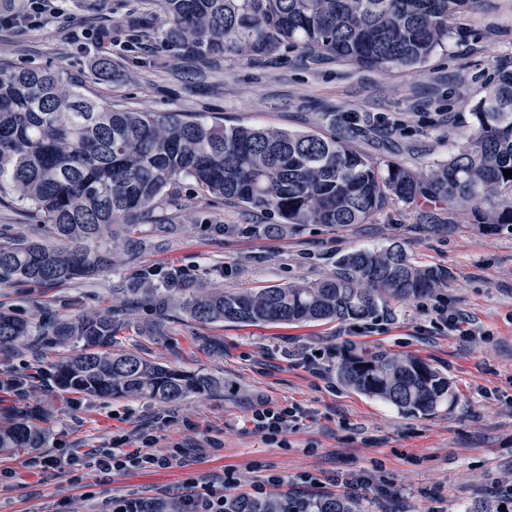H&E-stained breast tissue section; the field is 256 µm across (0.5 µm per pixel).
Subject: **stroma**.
Listing matches in <instances>:
<instances>
[{
    "label": "stroma",
    "instance_id": "obj_1",
    "mask_svg": "<svg viewBox=\"0 0 512 512\" xmlns=\"http://www.w3.org/2000/svg\"><path fill=\"white\" fill-rule=\"evenodd\" d=\"M64 16L48 26L0 25V67L62 66L84 93L116 108L187 112L228 126L308 130L320 113L388 117L356 137L354 147L384 164L424 174L464 142L465 122L497 69H512V0H476L454 23L451 39L415 74L379 72L295 55L262 63L223 58L203 66L175 58L160 30L131 40L141 0H64ZM108 30V49L122 77L103 83L91 74L94 35ZM461 125L449 127V115ZM162 217L179 224L167 246L146 236L137 258L93 281L61 288H0V311L35 322L116 309L113 351H129L183 371L210 375L223 390L174 403L135 397L99 399L61 390L59 353L25 345L0 352V379L23 378V393L0 391V425L21 416L42 427L49 448L87 451L115 432L156 435V450L179 447L188 468L132 471L102 477L85 472L94 499L70 473L26 467L29 448L0 450V512H99L103 501L136 491L146 499L180 493L186 470L222 486L232 472L240 491L262 475L283 478L274 496L297 490L302 478L318 491L352 502L357 512H512V227L484 231L459 217L455 230L431 231L415 208L395 202L374 223L279 225L204 194L193 180L178 183ZM399 244L416 264L443 269L447 281L430 295L387 300L371 317L275 325L201 323L175 306L159 309L126 300L112 287L135 270L180 269L227 291L310 282L331 275L353 248ZM443 305L456 331L436 318ZM376 352L426 360L452 383L454 399L431 416H404L390 404L342 383L350 353ZM322 354L320 371L308 360ZM297 406L295 427L272 441L254 431L257 400ZM170 415L165 428L157 414Z\"/></svg>",
    "mask_w": 512,
    "mask_h": 512
}]
</instances>
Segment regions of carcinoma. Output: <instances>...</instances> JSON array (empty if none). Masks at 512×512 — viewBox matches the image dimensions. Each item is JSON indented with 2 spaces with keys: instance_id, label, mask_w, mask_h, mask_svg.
I'll list each match as a JSON object with an SVG mask.
<instances>
[{
  "instance_id": "1",
  "label": "carcinoma",
  "mask_w": 512,
  "mask_h": 512,
  "mask_svg": "<svg viewBox=\"0 0 512 512\" xmlns=\"http://www.w3.org/2000/svg\"><path fill=\"white\" fill-rule=\"evenodd\" d=\"M166 22L178 56L261 61L290 50L301 61L336 58L380 72L414 74L451 36L474 0H146ZM96 78L120 71L103 53ZM466 142L420 177L401 163L382 166L356 150L361 129L348 119L331 133L226 127L182 112L114 109L89 99L63 67L0 68V204L16 203L34 224L0 232V286L59 288L112 271L142 248L144 227L161 241L179 225L152 218L182 178L202 192L269 216L277 224H372L390 203L419 208L423 224L466 213L487 230L512 225V70H501L474 106ZM159 277L160 286L154 285ZM444 271L414 264L392 244L339 256L336 272L310 283L241 291L209 288L169 268L142 269L113 286L156 304L177 302L203 323L300 324L363 320L385 299L426 296ZM28 336L53 349L79 344L58 361L55 380L98 398L174 402L224 381L114 353L112 312L55 317L43 324L0 313V350ZM360 394L406 416H429L452 399L442 372L416 357L353 354L338 370ZM43 431L0 429V448H39ZM316 512H355L341 499L307 500ZM233 512H303L279 498L241 499Z\"/></svg>"
}]
</instances>
